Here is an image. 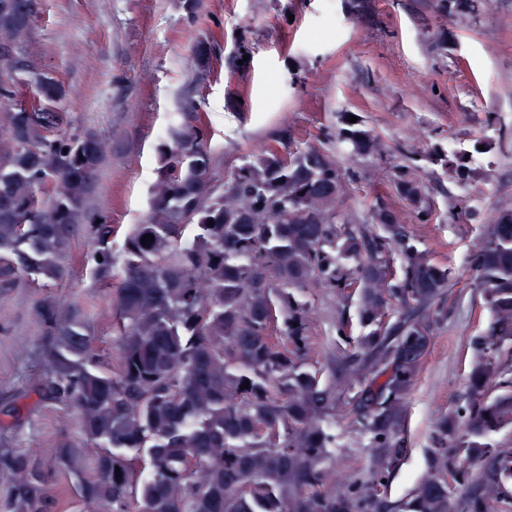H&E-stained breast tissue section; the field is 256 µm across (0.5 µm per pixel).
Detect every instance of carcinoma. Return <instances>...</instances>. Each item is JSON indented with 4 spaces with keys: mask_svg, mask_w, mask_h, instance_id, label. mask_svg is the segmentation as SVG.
Returning <instances> with one entry per match:
<instances>
[{
    "mask_svg": "<svg viewBox=\"0 0 512 512\" xmlns=\"http://www.w3.org/2000/svg\"><path fill=\"white\" fill-rule=\"evenodd\" d=\"M483 4L440 0L439 8L467 18ZM29 29L30 20L0 9V41L16 47ZM40 94L37 110L0 109L8 139L0 152V283L61 279L69 239L86 225L96 276L119 274L111 308L120 344L117 364L103 371L90 362L92 340L74 305H39L55 336L43 395L75 415L81 439L60 448L51 471L29 452L0 453V472L13 478L8 512H48L55 473L75 481L88 512H380L382 480L407 451L397 426L427 351L420 340L447 317L449 268L389 220L382 200L368 212L374 232L356 226L333 191L355 171L315 146L267 148L232 168L224 186L249 198L243 211L213 184L212 156L189 124L163 152L148 215L116 252L107 216L87 209L107 144L65 130L58 83L41 81ZM348 119L336 140L349 156L382 155L370 131ZM431 161L457 182L469 178L463 152L435 148ZM394 181L428 222L425 184L403 167ZM146 234L154 241L141 243ZM469 266L493 320L473 342L468 400L436 425L427 471L397 512H450L449 474L466 512L512 509L502 492L512 485V452L492 444L512 427V392L489 393L512 358V209L486 225ZM312 288L357 296L367 329L358 340L365 358L325 383L303 354ZM341 391L354 392L351 425L383 452L366 487L326 463ZM89 445L97 450L90 477ZM461 457L484 464L476 481Z\"/></svg>",
    "mask_w": 512,
    "mask_h": 512,
    "instance_id": "obj_1",
    "label": "carcinoma"
}]
</instances>
